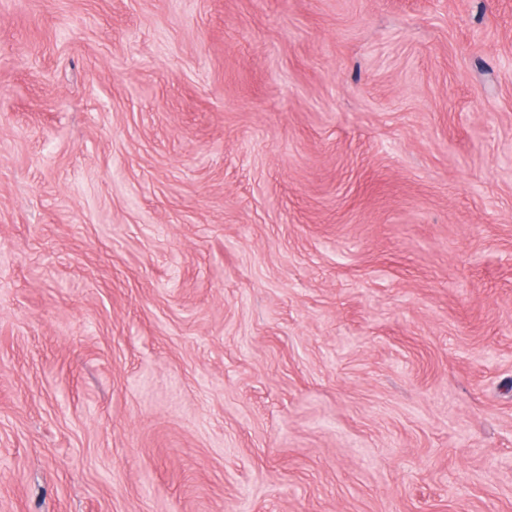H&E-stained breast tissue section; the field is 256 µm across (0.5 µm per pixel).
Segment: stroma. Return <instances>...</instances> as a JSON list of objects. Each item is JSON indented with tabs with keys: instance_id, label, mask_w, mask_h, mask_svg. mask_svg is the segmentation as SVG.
Listing matches in <instances>:
<instances>
[{
	"instance_id": "obj_1",
	"label": "stroma",
	"mask_w": 512,
	"mask_h": 512,
	"mask_svg": "<svg viewBox=\"0 0 512 512\" xmlns=\"http://www.w3.org/2000/svg\"><path fill=\"white\" fill-rule=\"evenodd\" d=\"M0 512H512V0H0Z\"/></svg>"
}]
</instances>
